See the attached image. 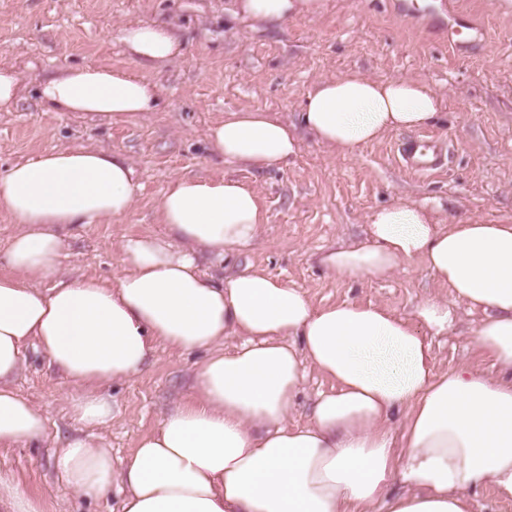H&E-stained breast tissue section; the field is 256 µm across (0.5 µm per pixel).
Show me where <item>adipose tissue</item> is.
<instances>
[{
  "mask_svg": "<svg viewBox=\"0 0 512 512\" xmlns=\"http://www.w3.org/2000/svg\"><path fill=\"white\" fill-rule=\"evenodd\" d=\"M322 0H231L230 20L271 25L319 15ZM120 50L159 71L184 53L166 23L128 25ZM46 111L135 121L158 107L157 85L107 64L40 81ZM433 87L361 72L318 80L289 125L261 108L226 111L207 131L210 153L256 171L295 157L298 128L341 156L393 129L432 123ZM141 186L123 154L92 146L45 151L0 171V217L13 224L0 272V448L45 440L47 419L13 383L35 346L72 386L86 428L55 452L76 496L120 495V512H477L491 487L512 502V220L445 223L425 204L388 205L367 238L320 254L339 279L383 278L420 261L482 319L471 345L490 370L433 368L430 337L454 316L431 295L413 319L379 304L314 306L307 292L260 269L223 279L201 271L209 252L235 256L260 236L257 190L231 177L179 176L164 189V236L122 237L119 275L104 283L66 271L65 228L124 217ZM49 288H42V281ZM240 337L234 350L227 336ZM204 351L190 397L163 415L124 459L93 439L116 405L111 386L142 374L157 347ZM332 383L309 421L290 425L307 370ZM401 411L400 432L389 427ZM400 483L401 493L390 491Z\"/></svg>",
  "mask_w": 512,
  "mask_h": 512,
  "instance_id": "ef3b65f1",
  "label": "adipose tissue"
}]
</instances>
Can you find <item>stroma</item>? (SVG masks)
Listing matches in <instances>:
<instances>
[{"mask_svg":"<svg viewBox=\"0 0 512 512\" xmlns=\"http://www.w3.org/2000/svg\"><path fill=\"white\" fill-rule=\"evenodd\" d=\"M460 2L488 33L487 45L475 54L451 51L424 19L399 13V0H324L321 14L274 25L226 23L228 0H0V63L21 78L12 111L0 112V171L39 152L80 144L132 161L141 185L135 207L122 219L66 231L65 268L106 283L119 271L122 236L163 233L156 209L170 179L238 178L260 195V238L225 263L202 255V271L220 278L261 268L306 290L319 306L372 302L411 316L420 299L437 291L422 263L403 265L385 279L342 280L326 274L317 255L362 241L369 213L382 205L425 201L439 206L448 223L512 219V7H500L499 0ZM152 21L173 24L186 41L183 56L165 69L136 70L159 87L156 112L134 123H112L44 111L38 80L89 63L128 66L116 41L118 25ZM357 70L435 88L440 114L427 130L449 145L446 170L416 178L399 168L394 145L406 138L403 130L342 158L299 128L313 83ZM254 107L297 125L298 152L288 165L260 173L207 153L206 131L224 111ZM456 312L454 334L431 339L436 370L463 362L488 368L468 338L480 313L463 305ZM202 359L199 351L175 354L160 347L140 376L112 387L118 412L102 437L113 458L127 457L137 439L185 398ZM15 386L46 416L47 438L0 451V470L45 496L48 512H111L119 503L116 494L77 500L53 470L54 446L80 432L67 404L69 384L31 350Z\"/></svg>","mask_w":512,"mask_h":512,"instance_id":"obj_1","label":"stroma"}]
</instances>
